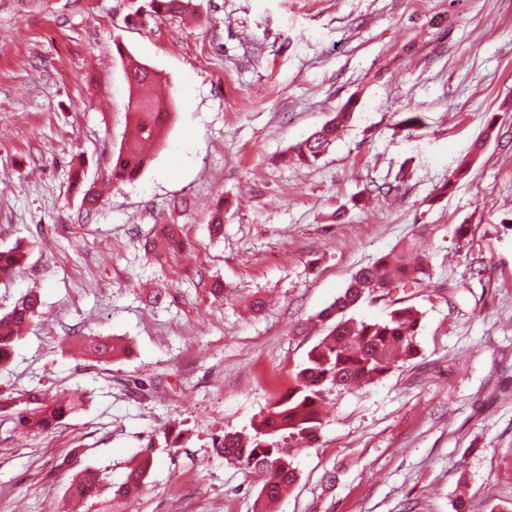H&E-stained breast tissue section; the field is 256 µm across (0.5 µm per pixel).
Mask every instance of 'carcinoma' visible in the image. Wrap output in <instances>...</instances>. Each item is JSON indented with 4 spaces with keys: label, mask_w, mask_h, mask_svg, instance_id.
<instances>
[{
    "label": "carcinoma",
    "mask_w": 512,
    "mask_h": 512,
    "mask_svg": "<svg viewBox=\"0 0 512 512\" xmlns=\"http://www.w3.org/2000/svg\"><path fill=\"white\" fill-rule=\"evenodd\" d=\"M153 18L164 14L187 13L194 9L193 0H150ZM142 78L128 85V109L132 110L136 136L124 144L112 158V176L123 178L144 165L143 146L157 141L163 123L156 120L167 114L166 100L159 98L154 88L158 73L138 62ZM352 104H346L306 140L297 144L294 154L303 162L318 160L340 137L351 121ZM25 253L19 246L0 250V268H21ZM426 270L422 263L411 264L401 251L380 258L358 270L334 301L324 308L318 319L328 322L325 336L308 353L303 368L295 375V386L277 399L267 410L254 433H226L217 450L224 458L258 475L261 488L254 512H269L272 504L297 480L291 453L284 448L285 437L301 442L313 440L323 425L324 393L331 387L349 388L369 384L384 376L398 356L411 358L417 353L416 335L419 314L406 304V289L426 286ZM384 293L392 310L381 322H355L347 312L365 299ZM40 297L28 293L6 313L0 315V363L10 358L12 344L21 328L39 316ZM84 350L100 359L117 355V345L103 337H91ZM84 405V397L76 395L66 401L52 400L39 391H29L17 397L0 395V410H14L15 428L22 433L51 430L68 415ZM153 449H144L140 464L130 469L126 480L112 491V506L104 505L99 512H123L121 504L141 489L152 465ZM80 496H94L98 476L89 469L73 475Z\"/></svg>",
    "instance_id": "cac0c4a2"
}]
</instances>
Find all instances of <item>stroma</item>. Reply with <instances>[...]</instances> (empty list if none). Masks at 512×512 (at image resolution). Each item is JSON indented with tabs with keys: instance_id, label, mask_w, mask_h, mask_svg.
Returning <instances> with one entry per match:
<instances>
[{
	"instance_id": "1",
	"label": "stroma",
	"mask_w": 512,
	"mask_h": 512,
	"mask_svg": "<svg viewBox=\"0 0 512 512\" xmlns=\"http://www.w3.org/2000/svg\"><path fill=\"white\" fill-rule=\"evenodd\" d=\"M140 2L0 0V249L26 252L0 313L31 291L43 311L0 393L85 396L49 433L0 413V512H66L75 451L109 498L148 446L125 512H253L258 476L215 440L293 386L357 270L410 247L418 355L326 394L273 512H512V0H193L196 19L143 22ZM128 55L174 107L118 180ZM353 96L342 136L297 161ZM411 112L421 127L400 129ZM399 175L397 199L373 195ZM81 183L103 192L94 212ZM166 224L174 239L145 252ZM89 336L127 352L95 359Z\"/></svg>"
}]
</instances>
